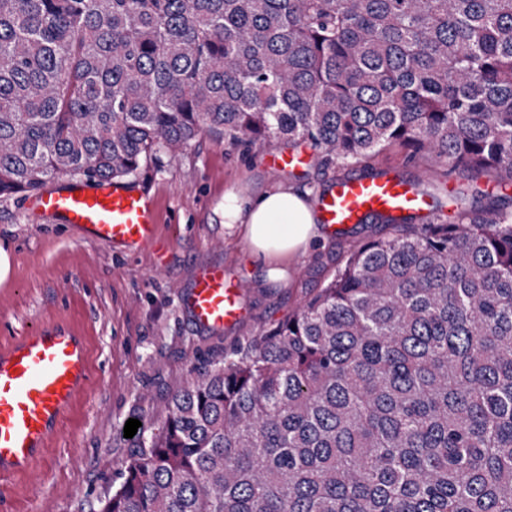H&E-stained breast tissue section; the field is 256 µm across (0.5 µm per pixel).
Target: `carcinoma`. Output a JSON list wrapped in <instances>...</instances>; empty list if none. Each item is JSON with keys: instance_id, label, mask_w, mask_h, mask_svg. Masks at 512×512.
Listing matches in <instances>:
<instances>
[{"instance_id": "carcinoma-1", "label": "carcinoma", "mask_w": 512, "mask_h": 512, "mask_svg": "<svg viewBox=\"0 0 512 512\" xmlns=\"http://www.w3.org/2000/svg\"><path fill=\"white\" fill-rule=\"evenodd\" d=\"M203 133L512 183V0H0V197ZM349 247L191 367L100 512H512V213Z\"/></svg>"}]
</instances>
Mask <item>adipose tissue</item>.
<instances>
[{"label":"adipose tissue","instance_id":"obj_1","mask_svg":"<svg viewBox=\"0 0 512 512\" xmlns=\"http://www.w3.org/2000/svg\"><path fill=\"white\" fill-rule=\"evenodd\" d=\"M224 227L242 239L253 261L275 275L281 274L282 262L305 255L330 231L319 223L311 193L293 184H277L254 196L225 190Z\"/></svg>","mask_w":512,"mask_h":512}]
</instances>
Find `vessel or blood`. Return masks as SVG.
Listing matches in <instances>:
<instances>
[{"instance_id": "1", "label": "vessel or blood", "mask_w": 512, "mask_h": 512, "mask_svg": "<svg viewBox=\"0 0 512 512\" xmlns=\"http://www.w3.org/2000/svg\"><path fill=\"white\" fill-rule=\"evenodd\" d=\"M41 215L61 219L89 240L124 253L152 244L159 226L149 197L120 180L71 183L31 197ZM321 223L350 225L372 214L420 218L428 199L410 183L385 173L338 180L317 203ZM243 284L226 280L224 267H200L183 306L195 327L220 332L243 315ZM94 380L91 342L77 325L46 320L0 341V479L29 475Z\"/></svg>"}]
</instances>
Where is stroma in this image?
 <instances>
[{"label":"stroma","instance_id":"stroma-1","mask_svg":"<svg viewBox=\"0 0 512 512\" xmlns=\"http://www.w3.org/2000/svg\"><path fill=\"white\" fill-rule=\"evenodd\" d=\"M307 161L296 169L268 164L265 150L204 135L177 160L142 169L134 182L151 199L161 226L156 244L124 256L92 243L59 220L40 215L29 196L0 198V249L11 268L0 281V337L34 320L62 317L91 340L95 382L64 422L48 460L15 483L12 512H94L118 487L134 450L124 436L128 419L160 422L169 394L195 359L224 355L235 341L262 334L292 312L306 292L321 287L350 245L376 238L375 224L350 226L299 258L283 279L244 256L245 246L224 231V191L258 192L281 182L320 194L336 178L388 170L417 183L436 214L465 208L512 211V195L490 191L489 180L448 173L410 149L395 147L361 164ZM219 263L228 278L246 283L247 314L221 333L203 332L184 313L182 299L201 266Z\"/></svg>","mask_w":512,"mask_h":512}]
</instances>
